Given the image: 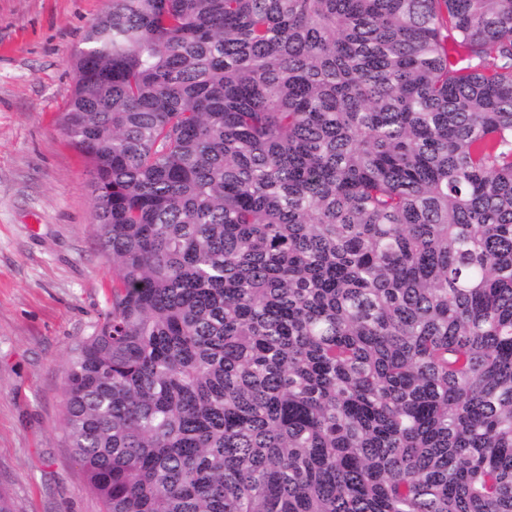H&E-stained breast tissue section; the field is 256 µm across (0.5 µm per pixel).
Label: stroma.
<instances>
[{
	"mask_svg": "<svg viewBox=\"0 0 512 512\" xmlns=\"http://www.w3.org/2000/svg\"><path fill=\"white\" fill-rule=\"evenodd\" d=\"M108 0H0V488L12 512H101L62 430L63 367L112 265L92 166L63 128L75 54Z\"/></svg>",
	"mask_w": 512,
	"mask_h": 512,
	"instance_id": "1",
	"label": "stroma"
}]
</instances>
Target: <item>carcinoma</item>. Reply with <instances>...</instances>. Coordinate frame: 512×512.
Wrapping results in <instances>:
<instances>
[{"label":"carcinoma","instance_id":"1","mask_svg":"<svg viewBox=\"0 0 512 512\" xmlns=\"http://www.w3.org/2000/svg\"><path fill=\"white\" fill-rule=\"evenodd\" d=\"M75 67L103 512H512V0H110Z\"/></svg>","mask_w":512,"mask_h":512}]
</instances>
